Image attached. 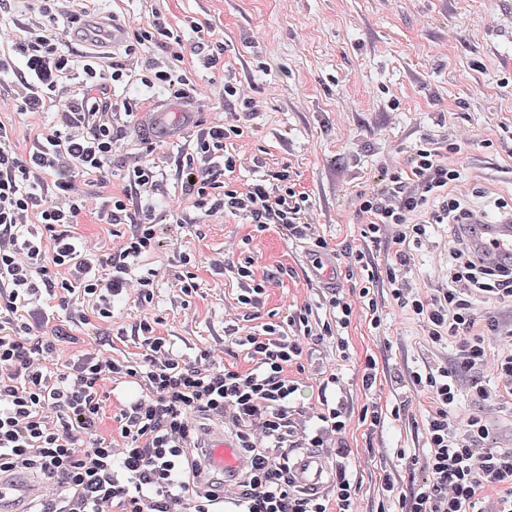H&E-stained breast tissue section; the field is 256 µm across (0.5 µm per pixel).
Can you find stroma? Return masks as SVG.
<instances>
[{
	"instance_id": "35a3bbf8",
	"label": "stroma",
	"mask_w": 512,
	"mask_h": 512,
	"mask_svg": "<svg viewBox=\"0 0 512 512\" xmlns=\"http://www.w3.org/2000/svg\"><path fill=\"white\" fill-rule=\"evenodd\" d=\"M64 9L123 25L157 18L177 29L183 71L207 105L187 125L181 110L172 108V96L143 86L139 75L98 86L96 97L104 106L122 98L144 102L133 121L114 123L120 148L112 156L113 173L147 159L157 168L161 189L133 202L124 223L111 225L93 177H76L90 201L79 232L106 257L144 212L178 224L162 250L132 268L136 276L157 271L152 303L141 306L121 297L104 329L63 314L35 326V335L62 332L77 339L71 353L93 347L139 362L145 349L138 324L150 317L158 321L157 335L167 337L186 361L208 352L226 367L248 371L254 363L233 336L273 324L292 337L297 334L290 316L307 312L311 332L301 337V364L288 369L301 385L290 443L296 451L308 447L320 427L322 405L340 411L346 427L327 433L322 449L355 481L354 512H408L407 494L426 478L430 403L415 373L452 372L461 392L457 414L481 417L493 447L512 448V403L494 394L497 360L512 350V303L476 300L479 316L495 320L498 328L484 336L483 364L461 368L457 340L433 342L425 324L394 301L382 280L392 258L385 243L361 237L358 212L360 195L378 187L384 168L403 165L427 139L459 144L462 193L480 187L512 204V0H66ZM196 23L209 27L212 43L223 48L215 68L197 62ZM16 75L13 69L0 72V122L11 127L23 153L39 132L60 121L61 109L54 101L41 112L17 114L11 104ZM228 79L252 84L265 100L262 112L243 117L247 162L233 173L234 182L243 186L267 171L287 169L297 188L309 194L310 222L334 251L328 259L333 279L313 267L306 244L283 236L278 227L260 232L243 218L209 215L187 202L170 215L183 162L194 156L204 132L224 119ZM163 103L170 106L162 115L164 126L179 134L149 155L145 119ZM459 234L456 225L431 224L421 244L411 245L406 279L421 299L448 288V249ZM358 249L380 277L374 294L383 320L376 329L359 296L368 272L353 269L349 258ZM185 252L194 254L193 268L182 264ZM246 256L254 260L255 279L265 283L249 306L238 302L244 284L236 271ZM189 271L200 285L190 299L178 286ZM335 293L351 301L354 313L348 328L330 334L323 325ZM369 358L376 362L377 378L366 390L361 371ZM333 372L339 375L335 384L328 381ZM476 380L490 397H472ZM367 405L377 407L379 425L362 421ZM390 483L398 495L387 496Z\"/></svg>"
}]
</instances>
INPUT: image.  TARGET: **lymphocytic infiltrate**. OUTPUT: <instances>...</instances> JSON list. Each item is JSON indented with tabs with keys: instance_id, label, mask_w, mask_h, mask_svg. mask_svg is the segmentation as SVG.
I'll use <instances>...</instances> for the list:
<instances>
[{
	"instance_id": "lymphocytic-infiltrate-1",
	"label": "lymphocytic infiltrate",
	"mask_w": 512,
	"mask_h": 512,
	"mask_svg": "<svg viewBox=\"0 0 512 512\" xmlns=\"http://www.w3.org/2000/svg\"><path fill=\"white\" fill-rule=\"evenodd\" d=\"M69 36L68 29L0 27V70L10 68L11 55L25 61L14 94L18 114L40 111L74 67L83 73L81 94L61 103V124L42 132L28 152L19 153L9 129L0 124V471L32 472L53 482L57 494L39 512H103L107 505L120 512H179L187 500L193 512H216L220 491L201 481L190 454L195 418L208 413L240 426V446L250 455L237 512H350L356 486L346 469L336 474L331 505L299 492L291 482L284 447L299 383L287 369L300 360L303 347L276 326L235 337L257 362L247 372L184 362L146 320L139 323L147 347L139 362L90 352L66 359L57 337L33 335L35 308L47 322L78 298L88 304L81 323L100 325L111 322L112 302L126 295L128 286H135L138 301L154 296V271L135 281L130 273L162 246L160 225H135L104 259L77 230L86 201L74 175L111 183L118 142L112 118L138 110L134 100L104 109L95 89L104 80L123 82L138 67L142 52L161 43L172 50L151 65L143 84L178 98L189 95L181 55L173 48L178 38L163 21L134 28L123 61L108 69L96 62L77 65ZM224 100L230 105L224 121L197 142L203 165L190 162L182 168V196L195 208L244 217L260 229L276 225L283 235L309 240L314 254L327 253V242L305 220L309 196L289 186L287 170L267 172L243 187L230 181V173L246 161L229 146L244 136L240 115L262 111L264 101L231 81L224 84ZM443 156L442 143L421 144L403 168L385 169L378 188L359 198L366 219L362 237L385 239L398 264L410 244L420 243L427 225L458 224L470 212L453 191L461 171ZM122 182V189L105 199L106 216L115 224L126 217L132 196L150 197L160 187L155 166L147 161L126 168ZM398 264L387 271L394 300L426 320L433 339L460 337L462 368L480 365L485 348L475 331L471 295L512 302V257L492 269L478 263L470 246L455 249L448 255L452 288L427 304L407 288ZM414 380L431 412L428 476L411 498V512H474L486 489L498 493L493 512H512V449L489 447L490 431L481 419L454 424L459 389L448 370L418 374ZM110 383L133 386L137 394L121 402L107 428ZM253 424L263 429L269 449L257 450L250 440L246 429Z\"/></svg>"
}]
</instances>
